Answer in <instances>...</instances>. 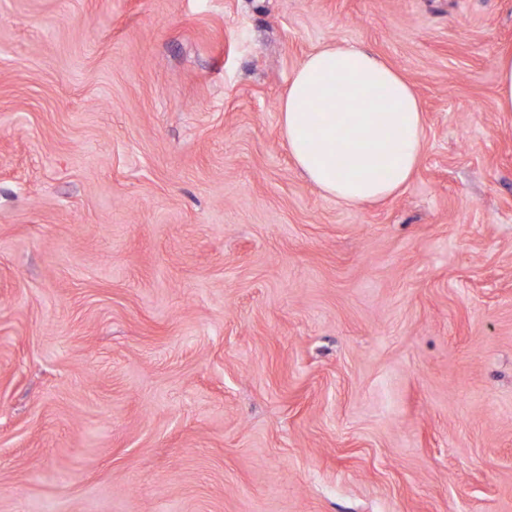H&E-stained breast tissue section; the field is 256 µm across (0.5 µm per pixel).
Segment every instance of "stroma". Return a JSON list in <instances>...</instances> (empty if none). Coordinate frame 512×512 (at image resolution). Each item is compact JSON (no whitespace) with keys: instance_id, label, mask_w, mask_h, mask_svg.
Returning <instances> with one entry per match:
<instances>
[{"instance_id":"stroma-1","label":"stroma","mask_w":512,"mask_h":512,"mask_svg":"<svg viewBox=\"0 0 512 512\" xmlns=\"http://www.w3.org/2000/svg\"><path fill=\"white\" fill-rule=\"evenodd\" d=\"M364 46L396 195L279 104ZM512 0H0V512H512ZM315 103L326 112L319 106L309 112ZM280 116L296 166L321 192L348 206L397 192L426 146L423 111L411 84L379 55L352 44L305 58L290 78ZM497 105L501 112H512V51L496 59Z\"/></svg>"}]
</instances>
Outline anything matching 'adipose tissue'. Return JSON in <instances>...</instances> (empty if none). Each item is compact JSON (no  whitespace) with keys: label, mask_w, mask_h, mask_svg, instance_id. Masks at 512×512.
<instances>
[{"label":"adipose tissue","mask_w":512,"mask_h":512,"mask_svg":"<svg viewBox=\"0 0 512 512\" xmlns=\"http://www.w3.org/2000/svg\"><path fill=\"white\" fill-rule=\"evenodd\" d=\"M321 104L313 117V104ZM289 153L325 195L358 206L411 178L426 146L419 100L407 79L371 50L324 47L294 71L280 107Z\"/></svg>","instance_id":"obj_1"}]
</instances>
